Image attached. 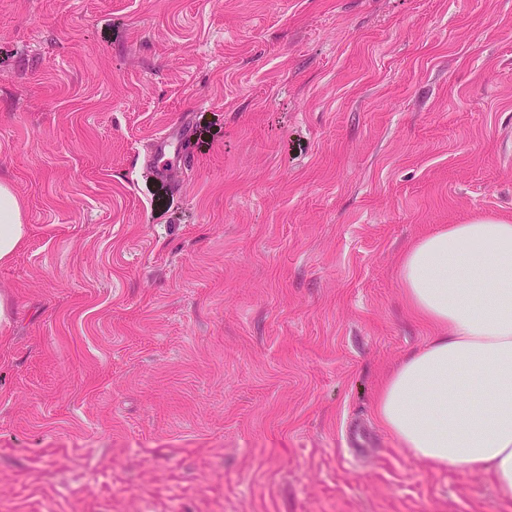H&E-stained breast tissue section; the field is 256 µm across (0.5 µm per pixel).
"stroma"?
Returning a JSON list of instances; mask_svg holds the SVG:
<instances>
[{"instance_id": "stroma-1", "label": "stroma", "mask_w": 512, "mask_h": 512, "mask_svg": "<svg viewBox=\"0 0 512 512\" xmlns=\"http://www.w3.org/2000/svg\"><path fill=\"white\" fill-rule=\"evenodd\" d=\"M0 178V512H512L373 409L512 222V0H0ZM19 197L7 180L0 179V264L8 263L28 237Z\"/></svg>"}]
</instances>
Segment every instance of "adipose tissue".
I'll use <instances>...</instances> for the list:
<instances>
[{"label":"adipose tissue","instance_id":"obj_1","mask_svg":"<svg viewBox=\"0 0 512 512\" xmlns=\"http://www.w3.org/2000/svg\"><path fill=\"white\" fill-rule=\"evenodd\" d=\"M27 236L20 200L0 179V264ZM399 278L435 334L380 387L379 424L408 454L487 473L512 500V224L481 218L421 237Z\"/></svg>","mask_w":512,"mask_h":512}]
</instances>
